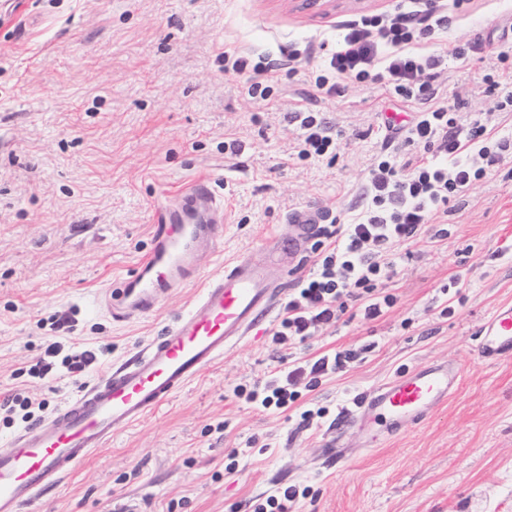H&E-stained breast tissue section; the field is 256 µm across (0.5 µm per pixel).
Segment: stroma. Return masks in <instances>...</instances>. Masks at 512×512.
I'll use <instances>...</instances> for the list:
<instances>
[{
    "instance_id": "1",
    "label": "stroma",
    "mask_w": 512,
    "mask_h": 512,
    "mask_svg": "<svg viewBox=\"0 0 512 512\" xmlns=\"http://www.w3.org/2000/svg\"><path fill=\"white\" fill-rule=\"evenodd\" d=\"M442 2L448 30L421 51L455 40L475 50L435 79V104L464 124L483 113L489 130L512 134V112L495 109L500 88L484 80L512 67V0ZM398 5L0 0V394L46 403L33 419L0 423V449L161 335L225 260L261 257L272 239L287 238L293 208L315 205L331 223L347 222L392 140L388 117L407 121L415 110L381 83L328 96L310 75L348 20ZM226 47L254 61L292 53L297 63L280 70L271 100H255L244 78L225 73ZM303 105L339 132L335 161L297 159ZM230 139L240 153L225 152ZM198 179L228 221L197 279L146 315L118 321L97 309L146 257L156 208ZM435 223L445 236L399 248L397 303L385 316L344 314L293 351L312 358L367 344L363 361L322 378L287 411L252 408L232 389L278 367L268 321L26 512H248L253 499L289 485L308 491L294 512H512V360L489 364L475 351L486 318L512 302V154ZM446 306L453 313L444 317ZM52 341L98 360L78 376L60 365L31 376ZM447 362L462 367V381L426 422L374 447L350 430L342 462L327 459L340 407L401 369ZM321 407L324 417L301 425L302 410Z\"/></svg>"
}]
</instances>
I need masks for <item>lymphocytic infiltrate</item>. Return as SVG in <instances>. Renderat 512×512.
<instances>
[{
    "label": "lymphocytic infiltrate",
    "mask_w": 512,
    "mask_h": 512,
    "mask_svg": "<svg viewBox=\"0 0 512 512\" xmlns=\"http://www.w3.org/2000/svg\"><path fill=\"white\" fill-rule=\"evenodd\" d=\"M447 27V14L421 6L420 0L389 16H359L344 25L335 53L316 72L315 87L329 96L346 82H379L402 102L419 104L403 136L416 155L403 163L393 151L377 156L360 212L350 223L321 230L313 269L289 293L272 344L283 348L306 341L335 325L351 301L367 320L393 308L397 297L387 284L397 274V248L420 239L452 197L484 179L512 150L511 140L492 136L481 120L465 126L447 107L433 105L435 75L448 61L466 59L472 49L470 43L455 41L442 51L416 52V45ZM223 55L230 71L245 77L251 98L270 99L279 63L254 64L229 49ZM298 118L300 160L336 153L338 135L325 118L316 112ZM360 355V350L343 349L294 363L277 370L263 386H235L234 394L256 408L285 411L302 389L315 387L321 376L346 368Z\"/></svg>",
    "instance_id": "obj_1"
}]
</instances>
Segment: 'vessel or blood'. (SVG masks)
Wrapping results in <instances>:
<instances>
[{
    "label": "vessel or blood",
    "mask_w": 512,
    "mask_h": 512,
    "mask_svg": "<svg viewBox=\"0 0 512 512\" xmlns=\"http://www.w3.org/2000/svg\"><path fill=\"white\" fill-rule=\"evenodd\" d=\"M226 213L210 185L197 181L172 204L161 206L152 248L132 278L113 289V318L151 313L176 285L196 275L200 253L221 241ZM296 237L276 243L273 255L304 257L308 238L328 217L315 208L291 211ZM284 289L274 287L265 266L247 257L211 275L190 310L149 341L132 360L86 386L51 417L16 434L0 452V512H24L58 486L66 472L143 419L229 349L272 317ZM478 357L512 358V303L495 308L478 333ZM463 370L451 363H423L402 371L353 399L336 416L337 428L367 429L384 440L422 424L458 389Z\"/></svg>",
    "instance_id": "b4317fda"
}]
</instances>
